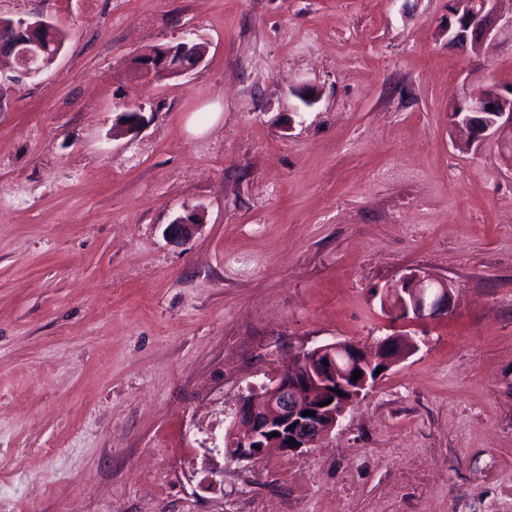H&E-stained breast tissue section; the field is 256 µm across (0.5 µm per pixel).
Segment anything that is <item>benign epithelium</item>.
Returning a JSON list of instances; mask_svg holds the SVG:
<instances>
[{
    "mask_svg": "<svg viewBox=\"0 0 512 512\" xmlns=\"http://www.w3.org/2000/svg\"><path fill=\"white\" fill-rule=\"evenodd\" d=\"M498 0H448V46L475 55L489 53L504 31L512 33V17L505 20L497 12ZM56 26L43 16L0 21V61L13 65L19 78L39 75L56 60L36 61L44 51V37ZM207 43L190 35L175 45H165L139 58L135 73L153 81L181 77L198 68L207 55ZM494 105L489 109L488 105ZM453 127L464 135L469 148L482 145L504 133L512 134V84L487 82L471 85L449 105ZM198 221L176 218L168 227L172 239L190 235ZM394 300L393 308L410 322L448 313L453 285L419 272L402 276L383 295L382 305ZM418 348L407 334H391L377 339L367 349L350 341L317 344L302 353L294 368L280 373L262 391L244 397L234 415L231 434L238 452L236 462L253 463L270 448L301 455L328 436L340 418L378 380L374 366L383 369L398 363ZM362 377L352 380L355 371ZM315 415L305 416L303 412ZM279 436L272 437L270 433ZM296 445H290V442Z\"/></svg>",
    "mask_w": 512,
    "mask_h": 512,
    "instance_id": "7a95c632",
    "label": "benign epithelium"
}]
</instances>
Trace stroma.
I'll list each match as a JSON object with an SVG mask.
<instances>
[{
  "mask_svg": "<svg viewBox=\"0 0 512 512\" xmlns=\"http://www.w3.org/2000/svg\"><path fill=\"white\" fill-rule=\"evenodd\" d=\"M35 14L68 40L0 83V512H512V139L448 116L512 35L449 47L448 0H0ZM189 31L191 74L134 73ZM414 271L446 315L382 309ZM394 332L318 447L225 459L300 352Z\"/></svg>",
  "mask_w": 512,
  "mask_h": 512,
  "instance_id": "35a3bbf8",
  "label": "stroma"
}]
</instances>
